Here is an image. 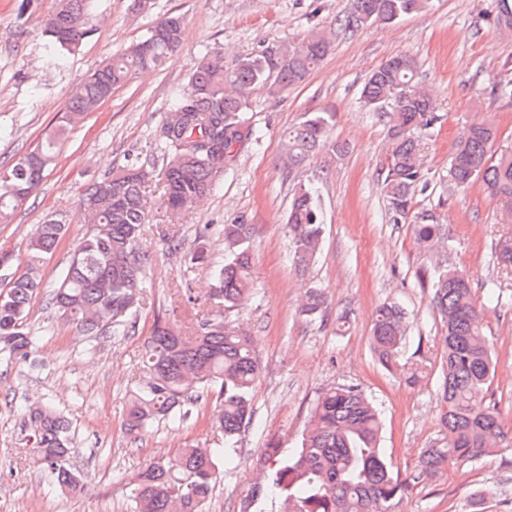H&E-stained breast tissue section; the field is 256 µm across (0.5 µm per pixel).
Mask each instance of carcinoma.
<instances>
[{
    "label": "carcinoma",
    "mask_w": 512,
    "mask_h": 512,
    "mask_svg": "<svg viewBox=\"0 0 512 512\" xmlns=\"http://www.w3.org/2000/svg\"><path fill=\"white\" fill-rule=\"evenodd\" d=\"M428 6V0H352L342 30L394 23ZM493 26L512 33V0H498ZM183 19L156 22L144 39L116 52L69 97L67 111L31 152L0 165V224L36 190L56 161L61 138L88 113L112 97L133 75L162 66L179 49ZM50 52L77 51L92 34L88 0H60L44 24ZM334 32L314 28L305 35L265 45L239 57L231 67L223 53L204 54L186 88L164 113L162 144L156 159H134L112 175L88 184L81 193L86 232L63 269L47 305L98 342L119 341L133 332L145 301L153 252L143 243L149 224L146 188L163 184L170 220L196 207L216 178L228 171L232 145L259 139L250 123V97L261 89L272 97L304 82L328 55ZM418 64L407 53L391 56L370 73L361 102L386 119V166L381 184L390 220L411 226L429 266L420 274L442 324L438 396L442 437L419 456L400 478L381 448L383 420L357 386L338 385L317 398L300 447L281 460L272 455V473L253 484L248 507L276 492L281 512H392L406 491L437 476L500 450L505 423L482 399L494 380L492 344L484 332V305L475 297L466 273L452 262L445 225L430 210H414V199L427 188L422 137L438 120L435 97L417 80ZM332 116L307 112L282 138L279 162L290 173L304 170L319 152L335 155L343 146L330 137ZM498 127L474 119L453 147L448 180L464 188L480 180L495 195L512 202V154H496ZM291 258L300 271L314 262L324 233L321 202L312 184L297 180L288 211ZM67 232L61 219L39 226L27 244L28 262L20 272L12 256L0 253V359H31L38 337L27 324L31 299L43 285L42 264ZM253 227L235 220L216 230L198 224L197 248L184 256L195 266L214 267V299L220 310L201 318L190 334L162 317L156 319L140 357L139 376L128 396L125 431L138 438L161 422L192 415L202 394L217 393L214 416L224 435L222 448L188 445L140 467L128 480L132 512H205L221 476L225 449L232 448L251 415V393L262 366L251 336L225 322L224 312L245 308L254 296ZM222 239L224 263L212 265L209 245ZM497 264L512 269V236L494 244ZM323 292L311 289L300 311L308 320L322 316ZM409 331L404 312L381 305L369 343L378 362L400 371L410 385L427 366L402 362ZM28 430L31 462L56 492H82L85 483L71 464L74 449L69 421L48 403H34L22 413Z\"/></svg>",
    "instance_id": "carcinoma-1"
}]
</instances>
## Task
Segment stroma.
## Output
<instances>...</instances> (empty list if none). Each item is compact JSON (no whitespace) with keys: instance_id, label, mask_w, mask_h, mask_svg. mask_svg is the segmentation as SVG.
Masks as SVG:
<instances>
[{"instance_id":"stroma-1","label":"stroma","mask_w":512,"mask_h":512,"mask_svg":"<svg viewBox=\"0 0 512 512\" xmlns=\"http://www.w3.org/2000/svg\"><path fill=\"white\" fill-rule=\"evenodd\" d=\"M132 5V0H95L92 35L78 51L51 59L43 22L57 10L58 0H0L2 165L38 145L55 126L71 90L113 52L140 40L163 17L184 19L175 56L118 87L99 111L70 131L53 170L10 222L0 224V252L11 253L20 266L27 260L32 228L56 214L69 224L43 264L44 291L30 304L28 325L40 334L37 365L0 363V512H129L127 481L147 461L189 444L223 447V434L211 424V394L202 396L189 419L159 424L136 441L126 435L123 417L155 319L166 317L183 329L197 320L171 301L176 285L189 284L201 311L214 307L208 268H192L169 255L165 235L178 234L187 253L196 247L195 225L239 217L254 226L256 296L227 319L249 329L263 370L251 394L253 419L238 439L208 512H242L254 476L270 471L268 443L278 442L280 458L292 456L318 396L334 385L358 386L378 407L384 421L381 446L400 475L439 439L441 324L418 279L427 257L409 225L389 219L380 183L386 126L360 102L367 75L397 53L413 55L420 82L436 91L439 120L424 146L429 187L415 203L446 225L452 258L469 275L478 299L485 300L490 288L499 296L488 303L483 320L496 364L485 401L512 422V271L497 265L492 251L495 239L512 234V206L483 182L461 190L448 181L452 145L475 116L492 114L499 127L497 151H512V100L494 90L512 78V35L490 22L496 0H431L424 11L396 23L338 36L319 68L283 95L254 92L250 115L260 143L238 148L233 172L220 176L211 194L180 223H170L161 185L147 188L146 245L154 254L148 298L135 335L93 350L87 336L50 313L45 296L84 233L80 192L131 159L157 156L164 114L206 52L221 49L225 65H232L267 43L333 26L350 12L352 0H152L143 13ZM307 112L331 113V136L346 151L339 157L316 154L303 174L321 197L324 235L317 259L301 273L290 259L286 226L293 179L278 156L283 132ZM314 285L324 289L328 303L323 318L309 323L299 307ZM385 302L407 314L405 361L428 366L427 378L417 386L385 370L370 349L375 312ZM36 401L70 418L73 463L87 477L85 494L52 492L25 461L20 412ZM394 512H512V450L409 490L396 500Z\"/></svg>"}]
</instances>
